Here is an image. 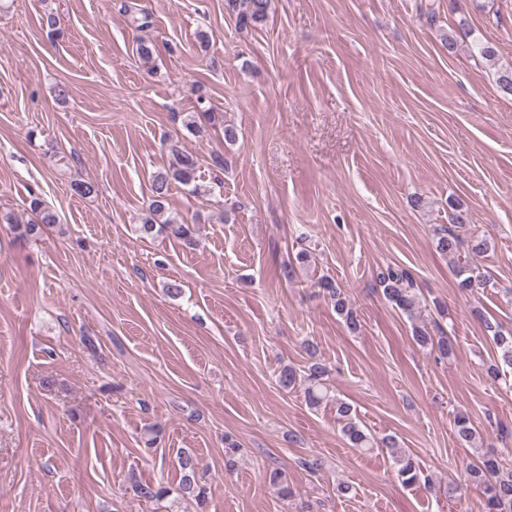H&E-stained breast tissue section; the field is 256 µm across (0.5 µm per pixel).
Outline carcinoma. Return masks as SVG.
<instances>
[{
  "label": "carcinoma",
  "mask_w": 512,
  "mask_h": 512,
  "mask_svg": "<svg viewBox=\"0 0 512 512\" xmlns=\"http://www.w3.org/2000/svg\"><path fill=\"white\" fill-rule=\"evenodd\" d=\"M227 2L232 10L237 12L240 25L246 26L266 19L271 0H227ZM172 156L173 160L169 163L168 170L157 174L152 179L147 215L143 218L140 231L148 236L157 228L167 236L189 244L193 240L195 225L168 215L169 192L174 180L187 186L195 181L197 161L193 155L178 149L172 151ZM30 210L35 215V223L28 225L31 231L38 224L57 223L55 212L37 196L31 197ZM450 223L453 224L454 229L444 228L437 231L434 246L440 255L453 258L458 255L464 244V238L458 230L468 224L466 213L463 211L452 213ZM311 262V252L306 249L301 250L296 256V263H288L281 268L280 278L286 282L293 281L297 276V270L310 266ZM456 275L460 277L459 288L463 290L480 288L485 285L487 279L486 274L467 264L457 265ZM377 279L389 303L411 319L421 316V305L416 294L415 282L408 270L389 266L379 272ZM317 286L333 304L347 332L352 336L360 334L362 330L360 316L343 295L338 282L330 276H321L317 280ZM474 316L484 321L486 330L492 333L498 357L488 365L486 374L491 380L498 381L501 379L499 364L512 368V334H505L499 325L485 319L479 310L474 311ZM413 338L419 346L436 350L443 357L453 355L454 344L443 331L434 336L430 330L416 326L413 329ZM306 350L309 356L306 370L301 372L294 365L285 364L279 370L278 384L284 389L303 387L306 404L311 408H318L330 402L335 403L336 415L342 424L341 433L351 446L368 449L384 446L391 449L401 483L405 486L416 484L420 474L410 455L399 448L394 437L386 436L377 439L360 427L356 421V409L350 403L330 394V388L326 385L329 370L326 364L317 358L313 345L306 344ZM454 433L462 447L475 450L476 460L463 469L460 481L448 485V493H456L463 485L466 487L473 485L478 487L484 495L485 512H512V472L503 474L501 461L491 454L481 452L480 434L468 417L459 415L455 418ZM179 466L182 471L180 491L192 493L197 498L201 497L204 490L196 482V462L193 457L186 454L179 456ZM132 490L138 497L148 501L164 499L171 493L170 488L161 484L141 482L134 483Z\"/></svg>",
  "instance_id": "obj_1"
}]
</instances>
